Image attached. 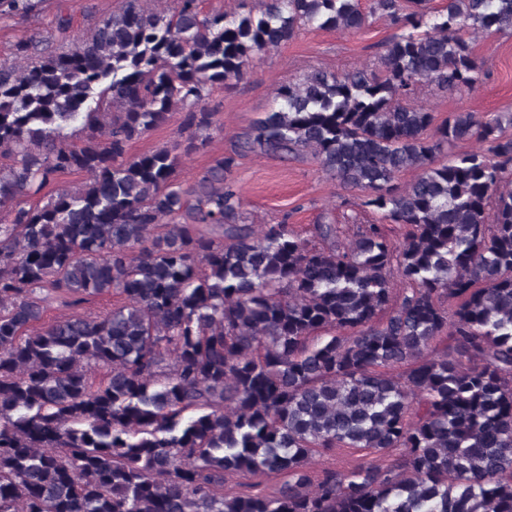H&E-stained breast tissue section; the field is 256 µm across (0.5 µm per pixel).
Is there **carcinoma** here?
<instances>
[{"label":"carcinoma","instance_id":"obj_1","mask_svg":"<svg viewBox=\"0 0 512 512\" xmlns=\"http://www.w3.org/2000/svg\"><path fill=\"white\" fill-rule=\"evenodd\" d=\"M429 2L267 0L254 18L128 0L72 48L31 39L0 62V512H512V113L456 112L430 135L432 113L402 104L475 88L474 41L512 31V0ZM377 15L397 29L378 71L280 87L194 184L174 178L218 130L215 86L302 27ZM175 109L183 152L128 156ZM76 122L90 134L67 144ZM465 140L489 148L437 161ZM257 151L309 153L403 240L244 223L233 171ZM71 171L83 188L28 204ZM104 294L121 305L45 321L53 295ZM330 448L375 458L312 470ZM232 474L286 480L230 495Z\"/></svg>","mask_w":512,"mask_h":512}]
</instances>
